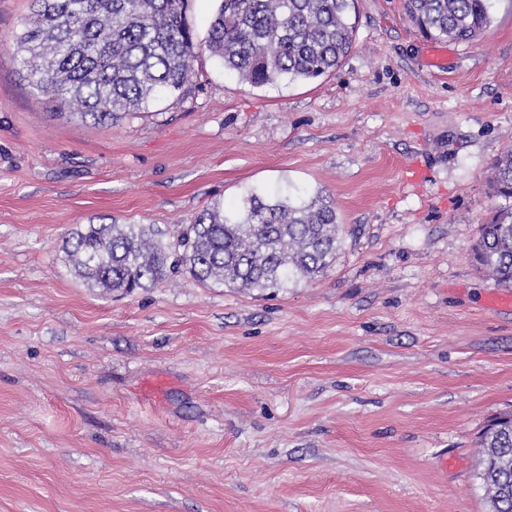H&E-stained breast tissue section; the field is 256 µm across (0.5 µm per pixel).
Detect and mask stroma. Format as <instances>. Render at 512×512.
I'll return each mask as SVG.
<instances>
[{
    "mask_svg": "<svg viewBox=\"0 0 512 512\" xmlns=\"http://www.w3.org/2000/svg\"><path fill=\"white\" fill-rule=\"evenodd\" d=\"M182 91L116 123L17 72L31 0H0V512H488L478 440L512 412V288L473 258L512 148V0L470 43L357 0L340 67L242 82L203 44ZM415 163L423 176L404 180ZM322 195L333 267L277 292L170 272L131 294L67 262L77 225L174 246L213 205Z\"/></svg>",
    "mask_w": 512,
    "mask_h": 512,
    "instance_id": "obj_1",
    "label": "stroma"
}]
</instances>
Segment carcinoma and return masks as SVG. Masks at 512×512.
<instances>
[{
	"mask_svg": "<svg viewBox=\"0 0 512 512\" xmlns=\"http://www.w3.org/2000/svg\"><path fill=\"white\" fill-rule=\"evenodd\" d=\"M35 17L14 49L20 73L69 117L107 124L146 108L160 94L183 90L197 43L184 0H32ZM492 0H405L426 34L470 42L492 22ZM356 33L354 0H220L207 50L253 86L314 80L335 71ZM494 219L481 225L476 262L512 288V149L491 177ZM336 210L324 198L244 199L227 215L215 205L186 226L176 259L149 224H86L68 234L65 253L77 274L98 288L131 293L183 270L207 288H285L324 275L340 247ZM479 463L512 458V415L480 435ZM488 503L512 512V482L500 493V471L478 476Z\"/></svg>",
	"mask_w": 512,
	"mask_h": 512,
	"instance_id": "carcinoma-1",
	"label": "carcinoma"
}]
</instances>
